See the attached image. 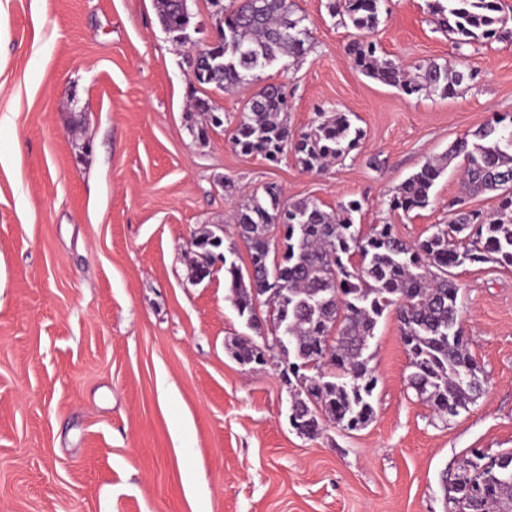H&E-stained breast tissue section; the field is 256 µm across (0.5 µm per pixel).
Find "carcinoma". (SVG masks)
I'll list each match as a JSON object with an SVG mask.
<instances>
[{"mask_svg": "<svg viewBox=\"0 0 512 512\" xmlns=\"http://www.w3.org/2000/svg\"><path fill=\"white\" fill-rule=\"evenodd\" d=\"M215 23L224 29V45L197 54L198 83L231 90L258 80L255 72L285 58H300L308 49L307 17L293 0H210ZM355 30L347 46L353 66L367 76L396 86L408 95L456 93L461 71L430 62L409 75L403 66L378 54L371 40L380 23L383 0H327ZM159 21L170 34L191 25L183 0H155ZM436 30L459 48L499 40L512 34V8L502 0H433ZM191 109L206 116L196 136L218 127L219 111L209 100L192 99ZM363 132L349 113H318V121L298 136L288 127V86L263 85L247 102L233 144L243 154H259L278 163L294 152L309 171L322 172L333 160L355 149ZM463 160L465 195L448 204L446 224L411 244L392 224L357 228L358 199L335 211L319 201L287 202L281 188L267 185L240 204L235 231L249 251V268L224 259L228 299L250 327L267 329V352L277 336L288 341L284 375L292 425L313 437L328 421L347 430L365 427L374 416L377 384L366 351L378 321L392 308L408 352L409 384L439 414L468 409L482 391L481 370L463 334L459 286L451 269L466 263L512 266V115H501L455 141L448 153L426 160L388 200L391 210L423 209L433 203L432 189L448 163ZM493 192L495 211L483 215L467 208L468 198ZM229 349L238 363H267L261 344L237 336ZM456 512H512V453L485 461L474 449L450 486Z\"/></svg>", "mask_w": 512, "mask_h": 512, "instance_id": "1", "label": "carcinoma"}]
</instances>
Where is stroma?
I'll list each match as a JSON object with an SVG mask.
<instances>
[{
	"instance_id": "35a3bbf8",
	"label": "stroma",
	"mask_w": 512,
	"mask_h": 512,
	"mask_svg": "<svg viewBox=\"0 0 512 512\" xmlns=\"http://www.w3.org/2000/svg\"><path fill=\"white\" fill-rule=\"evenodd\" d=\"M294 2L309 49L262 81L287 83L293 134L320 110L364 132L322 173L234 147L258 85L198 84L154 0H0V512H450L471 449L512 451V266L453 270L483 381L467 410L442 419L417 398L389 311L367 351L373 419L314 437L291 426L278 368L232 356L252 330L223 266L188 278L193 239L217 224L222 252L248 267L230 216L270 183L328 211L362 200V228L425 238L464 191L458 162L431 206L393 212L389 198L427 158L512 114V37L459 49L430 0H388L374 33L384 54L471 74L455 96H408L352 65L353 30L326 0ZM195 93L224 114L204 141Z\"/></svg>"
}]
</instances>
